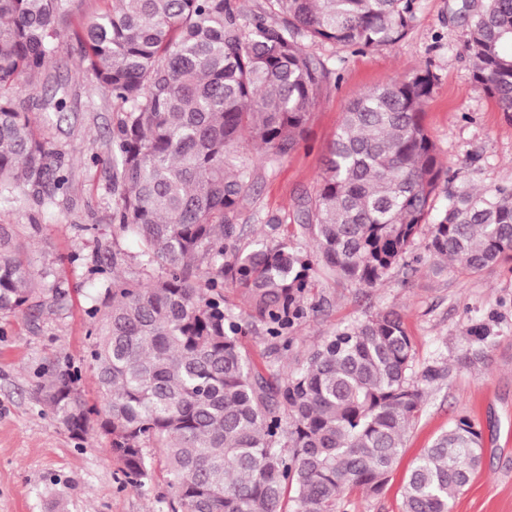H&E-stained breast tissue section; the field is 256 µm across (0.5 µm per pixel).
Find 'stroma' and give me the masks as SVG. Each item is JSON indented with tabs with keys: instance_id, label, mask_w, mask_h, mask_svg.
<instances>
[{
	"instance_id": "stroma-1",
	"label": "stroma",
	"mask_w": 512,
	"mask_h": 512,
	"mask_svg": "<svg viewBox=\"0 0 512 512\" xmlns=\"http://www.w3.org/2000/svg\"><path fill=\"white\" fill-rule=\"evenodd\" d=\"M417 4L412 29L396 44L364 54L312 45V52L327 59L334 79L309 112L300 146L276 161L265 159L248 140L238 149L254 173V188L241 209L240 248H253L271 224L278 225L280 239H291L297 199L316 193L327 147L350 101L426 68L436 81L423 123L444 166L480 190L512 185V117L473 79L464 51L466 29L451 12L455 0ZM45 75L49 84L64 86L62 108L50 104L41 86L25 89L20 101L49 134L70 186L51 206L1 198L0 224L14 225L34 268L54 269L61 296L35 314L0 313V512H167L171 490L163 465H155L144 486L126 485L100 430L72 435L38 393L51 370L65 364L88 405H99L88 358L96 341L91 309L108 301L98 269L118 251L116 270L123 276L145 279L158 273L139 266V242L112 222L111 168L90 161L92 154H107L120 112L70 48L52 58ZM224 296L241 318L243 343L256 367L286 369L287 360L273 352L266 325L251 316L242 289L226 286ZM305 302L319 310L299 326L296 351L357 319L394 312L411 339L414 372L437 360L448 365L447 377L430 386L383 491L346 490L336 512H402V485L415 459L463 414L482 428L484 463L455 498L452 512H512V260L486 272H466L453 263L439 272L424 253L372 288L319 269ZM478 325L489 331V359L474 368L459 367L456 358L470 328Z\"/></svg>"
}]
</instances>
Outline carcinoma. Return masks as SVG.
<instances>
[{
    "instance_id": "carcinoma-1",
    "label": "carcinoma",
    "mask_w": 512,
    "mask_h": 512,
    "mask_svg": "<svg viewBox=\"0 0 512 512\" xmlns=\"http://www.w3.org/2000/svg\"><path fill=\"white\" fill-rule=\"evenodd\" d=\"M279 16L247 17L236 0H112L84 21L76 0H0V193L54 204L69 178L52 143L17 102L44 80L64 43L124 113L112 141V223L142 246L153 279L112 278L90 351L101 408L69 371L41 390L72 434L91 416L125 482L154 458L175 488L168 512H336L347 488L386 486L406 432L445 377L413 373L398 315L369 316L320 338L298 367L265 375L247 356L224 286L292 348L315 262L362 287L382 283L425 236L440 265L493 270L512 258V187L476 191L449 175L423 124L436 76L425 68L363 92L347 107L315 195L296 205L304 242L231 249L252 171L231 154L249 138L281 158L304 138L331 75L307 42L363 52L404 39L416 0H271ZM473 78L512 114V0H462ZM444 190L446 205L431 218ZM0 224V312L54 301L52 269L35 273ZM476 336L458 362L487 359ZM482 459V429L462 415L424 449L402 488L404 512H451Z\"/></svg>"
}]
</instances>
